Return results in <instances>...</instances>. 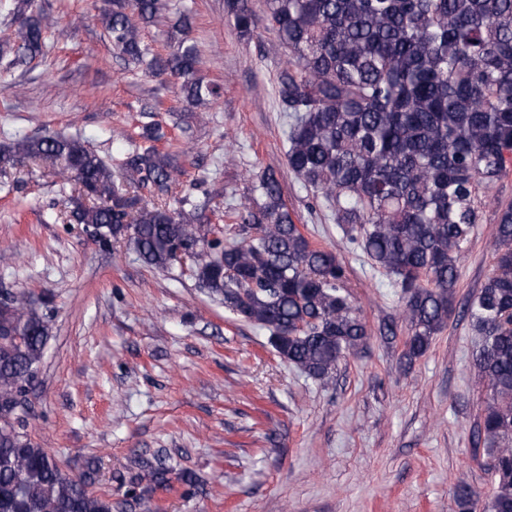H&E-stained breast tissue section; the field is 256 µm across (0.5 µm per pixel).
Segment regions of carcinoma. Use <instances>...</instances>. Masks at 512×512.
Here are the masks:
<instances>
[{
  "label": "carcinoma",
  "instance_id": "obj_1",
  "mask_svg": "<svg viewBox=\"0 0 512 512\" xmlns=\"http://www.w3.org/2000/svg\"><path fill=\"white\" fill-rule=\"evenodd\" d=\"M34 0L14 8L17 24L0 35V57L23 64L42 51L55 20ZM233 27L250 38L260 22L285 49L278 94L288 117V167L342 238L399 289L410 364L429 348L454 312L459 263L482 223L480 190L512 171V0H226ZM167 0H110L98 19L129 65L150 53L141 29ZM177 52L155 56L158 74L179 80L187 105L204 109L220 87L197 76L189 26ZM140 137L152 145L125 152L112 168L71 136H16L0 148V173L20 162L50 160L74 182L69 220L105 231L101 246L125 242L155 269L189 254L198 287L241 320L269 333L280 358L327 384L348 354L370 339L348 290L345 264L295 224L269 168L248 178L263 202L234 222L202 231L171 209L174 158L154 143L156 124ZM496 262L461 313L476 336L473 364L485 386L475 448L483 449L493 488L466 482L460 512H512V204L498 210ZM43 308L24 297L0 302V512H112L91 487L98 469L74 477L26 432V388L35 384L49 336ZM123 510L169 485L165 460L138 456Z\"/></svg>",
  "mask_w": 512,
  "mask_h": 512
}]
</instances>
